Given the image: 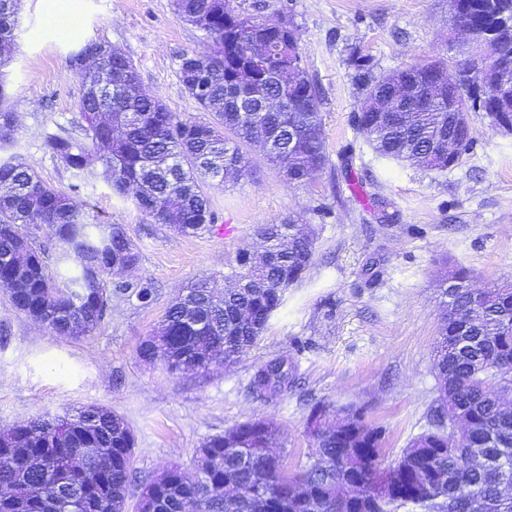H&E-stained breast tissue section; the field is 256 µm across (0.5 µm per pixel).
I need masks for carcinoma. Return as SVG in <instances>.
Listing matches in <instances>:
<instances>
[{"instance_id":"carcinoma-1","label":"carcinoma","mask_w":512,"mask_h":512,"mask_svg":"<svg viewBox=\"0 0 512 512\" xmlns=\"http://www.w3.org/2000/svg\"><path fill=\"white\" fill-rule=\"evenodd\" d=\"M20 0H0V50L15 41ZM176 14L211 40L207 54L181 56L179 77L205 116L181 119L155 95L140 89L134 62L100 40L68 53L80 83L104 78L120 88L97 99L81 95L79 118L44 144L72 176L102 179L119 193L135 190L137 208L159 224L195 236L215 223L202 184H224L245 175L243 148H256L290 183L311 179L326 160L319 91L302 52L280 64L277 19L244 14L234 0H173ZM237 14L242 43L224 35V11ZM471 22L486 29H512V0H467ZM484 72L512 68V45L472 48ZM351 62L363 90L358 130L381 155L410 160L440 172L462 161L438 153L448 138L447 109L464 104L448 93L427 95L437 78L452 73L439 60L408 67L411 90L389 98V75L376 74L362 55ZM16 113L0 109V142L10 139ZM31 224L47 229L36 244ZM300 217L263 228L278 261L238 255L233 281L223 288L201 280L168 308L160 338L173 372L228 366L264 333L284 292L312 263L313 241ZM71 260L77 274L61 278L49 250ZM139 253L120 224H89L88 213L64 191L45 183L19 159L0 158V288L21 312L57 336L92 335L110 310L112 292L132 291L146 302L143 282L112 284L114 269L133 268ZM463 267L441 276L442 297L452 311L442 319L435 347L438 396L430 427L400 458L382 468V428L350 408L339 424L317 436L320 463L288 474L272 452L280 432L267 419L240 423L208 438L197 449L194 477L178 465L143 485L138 512H512V288L470 287ZM283 362L271 361L255 375V388L285 385ZM458 413L461 438L445 421ZM101 449L95 468L79 462V449ZM132 431L112 411L88 406L73 414L35 419L0 434V512H69L81 494L83 512H125L134 481Z\"/></svg>"}]
</instances>
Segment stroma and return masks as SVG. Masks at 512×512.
<instances>
[{"instance_id": "obj_1", "label": "stroma", "mask_w": 512, "mask_h": 512, "mask_svg": "<svg viewBox=\"0 0 512 512\" xmlns=\"http://www.w3.org/2000/svg\"><path fill=\"white\" fill-rule=\"evenodd\" d=\"M237 2L254 17L284 14L294 24L320 88L326 163L297 185L249 150L250 176L204 184L216 222L195 236L156 223L132 194L77 180L44 140L79 116L80 83L66 56L80 40L121 48L143 90L180 118L201 117L179 65L182 54L209 50L205 33L176 16L173 0L20 2L7 67V104L18 122L0 156L19 157L96 219L122 225L139 262L109 279L148 281L153 298L145 305L133 295L113 296L101 326L71 339L52 335L0 289V432L90 405L120 415L135 437L137 481L127 512H136L143 483L171 465L191 467L210 436L250 419L278 425L282 467L298 472L309 462L306 421L316 404L363 408L386 432L381 463L389 465L429 427L441 272L465 267L476 288L512 283V134L492 128L484 112L471 113L475 140L459 166L441 173L380 155L353 122L362 94L353 53L368 56L378 74L424 59L458 61L449 0ZM70 15L79 23L74 37L50 22ZM380 199L385 209L377 208ZM291 214L313 228V262L239 362L174 374L140 357L179 292L203 278L223 281L238 253L255 246L258 225ZM276 359L287 360L288 383L266 397L254 388L255 374Z\"/></svg>"}]
</instances>
